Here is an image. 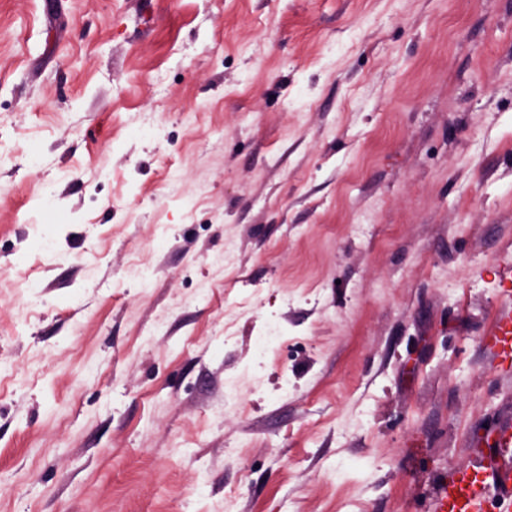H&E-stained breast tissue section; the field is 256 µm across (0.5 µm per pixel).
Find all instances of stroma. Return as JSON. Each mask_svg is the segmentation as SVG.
Returning <instances> with one entry per match:
<instances>
[{
  "mask_svg": "<svg viewBox=\"0 0 512 512\" xmlns=\"http://www.w3.org/2000/svg\"><path fill=\"white\" fill-rule=\"evenodd\" d=\"M508 289L512 0H0V512H429Z\"/></svg>",
  "mask_w": 512,
  "mask_h": 512,
  "instance_id": "obj_1",
  "label": "stroma"
}]
</instances>
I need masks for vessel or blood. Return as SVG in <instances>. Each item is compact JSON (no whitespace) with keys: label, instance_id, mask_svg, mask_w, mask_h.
<instances>
[{"label":"vessel or blood","instance_id":"obj_1","mask_svg":"<svg viewBox=\"0 0 512 512\" xmlns=\"http://www.w3.org/2000/svg\"><path fill=\"white\" fill-rule=\"evenodd\" d=\"M502 370L512 369V308H507L484 338ZM495 451L481 465L454 468L431 505L432 512H488L490 500L512 507V418L492 430Z\"/></svg>","mask_w":512,"mask_h":512}]
</instances>
